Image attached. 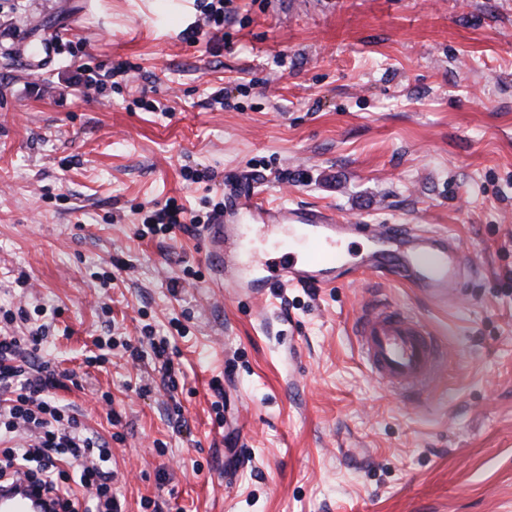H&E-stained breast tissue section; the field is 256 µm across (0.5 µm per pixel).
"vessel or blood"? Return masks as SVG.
<instances>
[{
	"instance_id": "1",
	"label": "vessel or blood",
	"mask_w": 512,
	"mask_h": 512,
	"mask_svg": "<svg viewBox=\"0 0 512 512\" xmlns=\"http://www.w3.org/2000/svg\"><path fill=\"white\" fill-rule=\"evenodd\" d=\"M359 238L366 249L350 253ZM205 246L220 287L248 300L266 298L275 288H332L361 271L391 274L445 305L463 292L469 277L462 247L448 234L362 224L327 209L264 201L252 191L228 194L223 211L206 227ZM356 335L379 381L399 393L430 386L443 347L418 318L372 299ZM41 499L23 478L0 486V512H44Z\"/></svg>"
}]
</instances>
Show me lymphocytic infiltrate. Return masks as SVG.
<instances>
[{
  "label": "lymphocytic infiltrate",
  "instance_id": "1",
  "mask_svg": "<svg viewBox=\"0 0 512 512\" xmlns=\"http://www.w3.org/2000/svg\"><path fill=\"white\" fill-rule=\"evenodd\" d=\"M40 333H0V475L25 473L62 512H122L112 494L110 443L88 435L69 409L53 400L72 372L42 360ZM33 443L13 444L18 429Z\"/></svg>",
  "mask_w": 512,
  "mask_h": 512
}]
</instances>
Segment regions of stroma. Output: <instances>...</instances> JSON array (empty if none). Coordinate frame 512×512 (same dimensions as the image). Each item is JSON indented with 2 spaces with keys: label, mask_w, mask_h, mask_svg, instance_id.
<instances>
[{
  "label": "stroma",
  "mask_w": 512,
  "mask_h": 512,
  "mask_svg": "<svg viewBox=\"0 0 512 512\" xmlns=\"http://www.w3.org/2000/svg\"><path fill=\"white\" fill-rule=\"evenodd\" d=\"M199 16L0 0V309L74 373L57 399L110 439L123 512H512V0H230L223 37L182 39ZM43 24L52 51L28 57ZM233 183L451 233L471 282L447 307L380 275L238 301L203 225L140 233L154 204L203 216ZM373 297L443 342L423 394L371 375L354 325ZM150 340L151 352L156 360L161 361V369L163 370L164 378L167 379L168 387L175 388L176 379L174 376V370L172 362L167 356L169 348L167 338L162 336L156 339L153 336Z\"/></svg>",
  "instance_id": "stroma-1"
}]
</instances>
